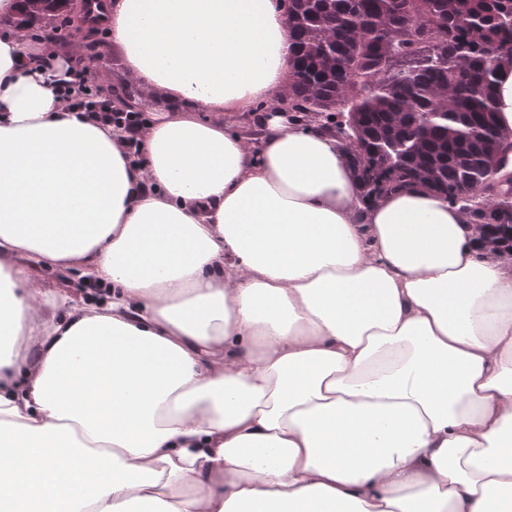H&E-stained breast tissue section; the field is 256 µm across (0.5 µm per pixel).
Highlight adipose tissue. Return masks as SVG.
<instances>
[{
  "label": "adipose tissue",
  "instance_id": "obj_1",
  "mask_svg": "<svg viewBox=\"0 0 512 512\" xmlns=\"http://www.w3.org/2000/svg\"><path fill=\"white\" fill-rule=\"evenodd\" d=\"M0 0V512H512V256L279 115V0H105L123 132ZM264 105L257 141L224 117ZM108 291L42 320L34 272ZM77 36H79L81 44L92 39H96L97 42L98 39H101L97 49V52L101 51V53L93 60L94 62L97 60L94 64L102 74L100 84L105 91L114 88L112 93L114 99L124 93L126 99L139 104L141 110L140 112H124L112 106V101L102 95L101 87L89 77L90 74L99 78L100 73L93 65L89 71L90 59L86 53L76 55L68 69V72L73 73L79 79L80 93L78 97L73 95V82H69L64 86L63 98L70 106L84 109L91 117L112 124L113 127L124 131L129 154L136 160V157L139 156V131L157 112L168 109L169 106L155 99L144 86L126 81L122 56L117 48L110 50L105 47L107 38L104 42L103 35L90 37L85 28ZM143 112L148 119L144 117Z\"/></svg>",
  "mask_w": 512,
  "mask_h": 512
}]
</instances>
